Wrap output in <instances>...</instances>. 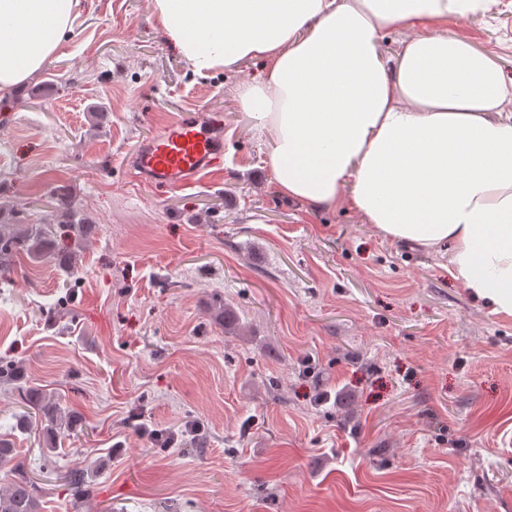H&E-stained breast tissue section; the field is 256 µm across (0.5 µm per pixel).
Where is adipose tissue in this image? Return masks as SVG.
Returning a JSON list of instances; mask_svg holds the SVG:
<instances>
[{"mask_svg": "<svg viewBox=\"0 0 512 512\" xmlns=\"http://www.w3.org/2000/svg\"><path fill=\"white\" fill-rule=\"evenodd\" d=\"M494 0H152L200 76L259 60L238 99L281 196L448 248L451 275L512 316V78L448 33ZM80 0H0V98L40 72ZM407 36L394 56L383 39Z\"/></svg>", "mask_w": 512, "mask_h": 512, "instance_id": "adipose-tissue-1", "label": "adipose tissue"}]
</instances>
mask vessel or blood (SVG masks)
I'll return each mask as SVG.
<instances>
[{"label": "vessel or blood", "instance_id": "vessel-or-blood-1", "mask_svg": "<svg viewBox=\"0 0 512 512\" xmlns=\"http://www.w3.org/2000/svg\"><path fill=\"white\" fill-rule=\"evenodd\" d=\"M136 179L146 185L181 189L224 162V138L202 125L196 113L182 114L135 150Z\"/></svg>", "mask_w": 512, "mask_h": 512}]
</instances>
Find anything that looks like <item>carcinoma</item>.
<instances>
[{"mask_svg":"<svg viewBox=\"0 0 512 512\" xmlns=\"http://www.w3.org/2000/svg\"><path fill=\"white\" fill-rule=\"evenodd\" d=\"M63 226L75 241H83L95 233L96 225L66 196L56 198L53 210L39 224H0V274L10 272L15 258L26 255L33 260L51 258L67 274L78 271L71 253L56 249V227ZM22 366L8 358H0V383L12 385L21 380ZM17 401L21 412L16 414V426L23 431L42 433L41 450L47 456L56 449L57 436L73 432L82 424L74 411H62L54 395L37 386H18ZM10 467L13 475L9 484L0 488V512H43L42 491L24 472L23 463L16 460L13 444L0 438V470ZM91 473L77 461L60 471L57 479L69 489L76 500L91 495Z\"/></svg>","mask_w":512,"mask_h":512,"instance_id":"carcinoma-1","label":"carcinoma"}]
</instances>
